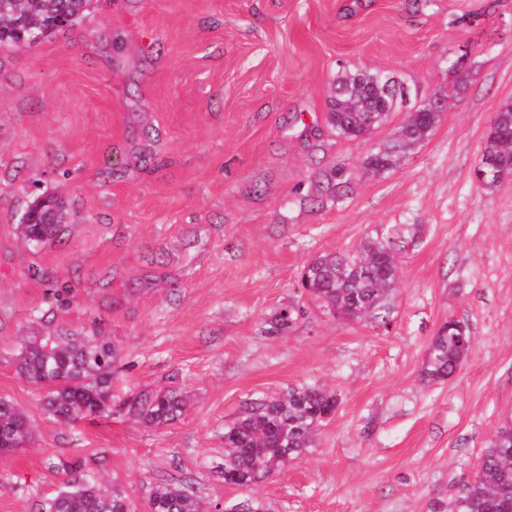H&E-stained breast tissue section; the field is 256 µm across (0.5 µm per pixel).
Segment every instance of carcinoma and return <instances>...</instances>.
Returning <instances> with one entry per match:
<instances>
[{"mask_svg": "<svg viewBox=\"0 0 512 512\" xmlns=\"http://www.w3.org/2000/svg\"><path fill=\"white\" fill-rule=\"evenodd\" d=\"M93 0H0V48L37 44L71 27L89 14ZM402 84L380 71L346 73L336 82L329 121L336 137L356 140L384 122L396 105L406 102ZM441 114L410 112L394 143L369 154L364 166L375 174L397 168L406 154L423 141ZM498 132L485 139L482 157L492 165L482 187L496 188L512 175V102L496 112ZM67 219L63 202L45 196L26 207L21 233L43 242L61 234ZM399 278L393 245L366 239L357 253L324 254L305 267L301 285L322 306L348 318L374 317L392 294ZM292 308L279 310L271 331L285 332L293 323ZM472 336L460 321L450 319L431 337L420 379L433 384L450 377L467 358ZM119 355L102 336H76L54 330L28 336L15 357L17 374L42 390L41 405L54 420L76 422L112 412V380ZM122 406L147 426H163L186 410L174 390L139 392ZM336 394L315 385L295 386L280 396L248 405L224 431V481L250 486L277 472L313 447L316 429L336 412ZM31 438L27 416L8 397H0V455L16 451ZM70 478L40 512H130L121 487L104 490L97 479L69 467ZM150 512H203V505L182 484L164 480L154 485ZM430 512H512V423L503 425L486 448L479 469L448 500H436Z\"/></svg>", "mask_w": 512, "mask_h": 512, "instance_id": "1", "label": "carcinoma"}]
</instances>
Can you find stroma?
I'll return each mask as SVG.
<instances>
[{"label": "stroma", "mask_w": 512, "mask_h": 512, "mask_svg": "<svg viewBox=\"0 0 512 512\" xmlns=\"http://www.w3.org/2000/svg\"><path fill=\"white\" fill-rule=\"evenodd\" d=\"M359 70L447 99L375 178L362 162L407 111L337 138L336 81ZM510 101L512 0H93L82 23L0 49V395L32 425L0 455V512H37L67 463L121 484L134 512L171 478L212 512H429L457 493L512 420V177L486 191L473 176ZM150 136L154 156L136 160ZM42 195L64 201L66 231L24 241L19 217ZM367 237L395 242L401 277L384 320H346L300 275ZM284 307L299 315L271 333ZM451 318L472 349L425 385ZM55 326L116 348L115 400L170 388L186 412L157 428L121 412L56 423L14 365L22 337ZM303 383L338 399L314 448L225 485V428Z\"/></svg>", "instance_id": "obj_1"}]
</instances>
